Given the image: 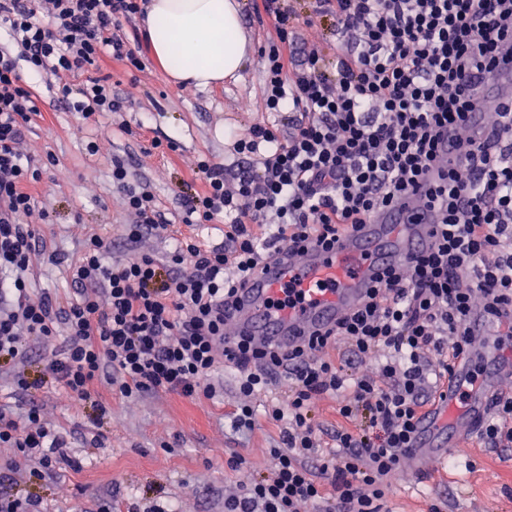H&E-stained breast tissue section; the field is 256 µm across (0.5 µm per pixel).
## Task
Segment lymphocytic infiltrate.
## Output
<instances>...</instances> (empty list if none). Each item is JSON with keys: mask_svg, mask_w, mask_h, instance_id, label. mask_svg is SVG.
Masks as SVG:
<instances>
[{"mask_svg": "<svg viewBox=\"0 0 512 512\" xmlns=\"http://www.w3.org/2000/svg\"><path fill=\"white\" fill-rule=\"evenodd\" d=\"M276 34L264 59L266 111H288L286 129L255 125L235 140L237 159H201L200 192L181 197L185 224L224 221V243L210 249L174 237L168 260L140 251L110 260L102 239L86 240L68 267L75 297L55 305L32 297L30 258L39 235L34 189L42 172L23 149L39 115L28 76L80 73L58 93L66 109L90 120L123 111L107 75H90L107 58L140 71L145 64L117 30L140 13V0H0V367L26 356L28 340L48 347L45 373L75 403L107 406L96 383L123 397L176 393L213 398L217 366L239 374L245 401L234 425L252 428L249 397L283 377L287 402L266 405L265 419L287 422L273 469L246 472L224 512H307L333 494L331 512H390L384 485L407 457L419 414L436 399L452 363L472 343L474 308L496 316L512 308V107L483 95V74L512 56V0H315L313 21L332 19L348 42L336 59L300 37L283 0H253ZM490 131L476 141L468 112ZM455 130L464 165L440 170L426 204L440 214L435 241L406 268L390 271L364 304L333 329L282 353L242 341L227 346L224 311L279 244L291 250L331 246L345 228L394 204L438 162L444 132ZM112 165L127 239L168 234L155 194ZM64 332L61 349L50 343ZM346 355L327 358L337 344ZM342 392L331 438L335 457L319 459L312 409L316 396ZM67 434L39 407L21 419L0 412V446L32 463L29 478L75 467ZM329 475V488L319 476Z\"/></svg>", "mask_w": 512, "mask_h": 512, "instance_id": "lymphocytic-infiltrate-1", "label": "lymphocytic infiltrate"}]
</instances>
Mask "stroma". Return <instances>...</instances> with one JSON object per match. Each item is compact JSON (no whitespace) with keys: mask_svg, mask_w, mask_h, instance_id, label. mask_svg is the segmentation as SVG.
<instances>
[{"mask_svg":"<svg viewBox=\"0 0 512 512\" xmlns=\"http://www.w3.org/2000/svg\"><path fill=\"white\" fill-rule=\"evenodd\" d=\"M243 24L252 60L237 80L218 86L173 85L149 56L140 72L108 61L103 70L125 108L88 122L64 108L55 81L41 83L43 117L26 129L24 151L37 159L49 150L56 161L44 168L37 189L51 221L39 227L42 253L33 260L34 295L46 292L58 303L69 301L73 291L65 269L90 236L111 245L113 258H124L132 218L118 205L113 160L124 162L131 179L150 186L174 230L183 233L187 226L177 198L201 188L199 156L232 163V134L255 124H286L287 114L273 115L263 106L259 48L273 38V28L258 24L248 9ZM155 137L175 139L176 152L161 155L151 146ZM91 141L101 145L93 156L86 150ZM52 253L59 263H50ZM41 351V345H31L27 360L17 366L16 372L33 382L28 391L17 390L14 372L0 373V407L40 406L50 422L72 435L70 453L80 467L31 482L22 475L27 462L0 447V493L36 498L43 512H98L105 503L112 512L147 504L165 512H224L225 492L243 479L227 467L229 457L245 458L257 472L274 466L268 451L280 446L283 428L261 420L253 430L234 429L232 412L241 396L228 368L210 377L213 399L116 395L102 415L91 402L74 408L62 388L45 381ZM386 499L392 512H512V447L489 448L475 437L448 464L428 472L405 463L388 479Z\"/></svg>","mask_w":512,"mask_h":512,"instance_id":"1","label":"stroma"}]
</instances>
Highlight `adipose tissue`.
Wrapping results in <instances>:
<instances>
[{
  "label": "adipose tissue",
  "mask_w": 512,
  "mask_h": 512,
  "mask_svg": "<svg viewBox=\"0 0 512 512\" xmlns=\"http://www.w3.org/2000/svg\"><path fill=\"white\" fill-rule=\"evenodd\" d=\"M241 0H149L145 35L175 82L206 88L236 77L249 61Z\"/></svg>",
  "instance_id": "obj_1"
}]
</instances>
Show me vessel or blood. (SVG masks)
Segmentation results:
<instances>
[{"label":"vessel or blood","instance_id":"1","mask_svg":"<svg viewBox=\"0 0 512 512\" xmlns=\"http://www.w3.org/2000/svg\"><path fill=\"white\" fill-rule=\"evenodd\" d=\"M485 84L495 101L512 104V62H500L486 74ZM431 184L424 179L398 202L376 211L368 223L343 233L332 248L309 245L266 263L230 309L226 341L248 336L285 352L359 308L386 269L411 265L432 242L438 214L424 204ZM287 288L301 291V302L276 307ZM470 326L477 344L457 365L445 398L420 421L414 463L463 447L489 413L502 383L512 380V346L497 322L478 311Z\"/></svg>","mask_w":512,"mask_h":512}]
</instances>
